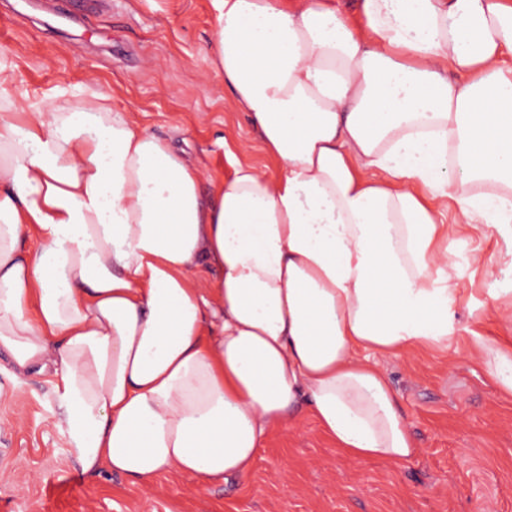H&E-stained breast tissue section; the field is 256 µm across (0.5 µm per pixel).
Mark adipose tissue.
<instances>
[{
  "label": "adipose tissue",
  "mask_w": 512,
  "mask_h": 512,
  "mask_svg": "<svg viewBox=\"0 0 512 512\" xmlns=\"http://www.w3.org/2000/svg\"><path fill=\"white\" fill-rule=\"evenodd\" d=\"M207 54L275 159L201 173L94 93L0 103V351L55 381L87 472L252 471L312 418L417 446L378 360L468 332L445 216L512 264V0H211ZM470 353L512 395V341Z\"/></svg>",
  "instance_id": "obj_1"
}]
</instances>
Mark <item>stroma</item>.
I'll return each instance as SVG.
<instances>
[{
  "instance_id": "stroma-1",
  "label": "stroma",
  "mask_w": 512,
  "mask_h": 512,
  "mask_svg": "<svg viewBox=\"0 0 512 512\" xmlns=\"http://www.w3.org/2000/svg\"><path fill=\"white\" fill-rule=\"evenodd\" d=\"M210 0H0V66L18 112L85 89L107 95L137 128L173 142L199 167L204 190L232 172L227 152L274 175L245 116L210 64ZM461 290L458 314L500 335L503 318L482 290L496 264L512 289L502 245L468 224L445 243ZM418 444L402 465L356 461L333 448L310 418L273 433L245 476L206 485L168 475L138 487L84 472L51 377L14 385L0 353V512H512V397L455 337L445 351L382 359Z\"/></svg>"
}]
</instances>
